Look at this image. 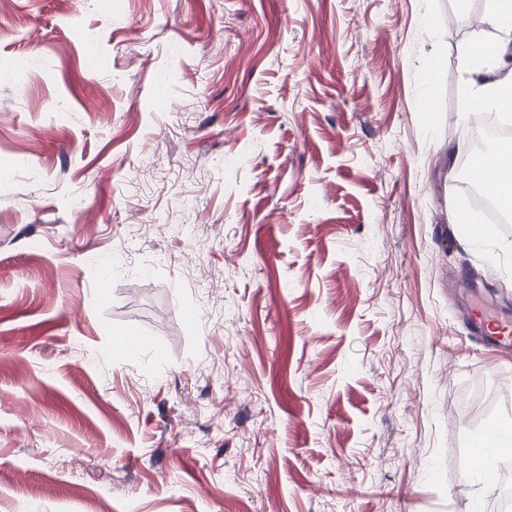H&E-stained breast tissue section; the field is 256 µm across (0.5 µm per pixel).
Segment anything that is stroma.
<instances>
[{"instance_id":"stroma-1","label":"stroma","mask_w":512,"mask_h":512,"mask_svg":"<svg viewBox=\"0 0 512 512\" xmlns=\"http://www.w3.org/2000/svg\"><path fill=\"white\" fill-rule=\"evenodd\" d=\"M484 9L0 5V512H500L512 352L461 313L512 316V223L451 220Z\"/></svg>"}]
</instances>
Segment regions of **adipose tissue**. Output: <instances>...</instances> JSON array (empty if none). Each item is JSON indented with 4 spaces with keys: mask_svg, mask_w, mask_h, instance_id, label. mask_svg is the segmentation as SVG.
<instances>
[{
    "mask_svg": "<svg viewBox=\"0 0 512 512\" xmlns=\"http://www.w3.org/2000/svg\"><path fill=\"white\" fill-rule=\"evenodd\" d=\"M485 18L507 36L497 42L493 54H486L478 41L463 43L459 48L467 78L466 97H480L492 106L512 109V0H486Z\"/></svg>",
    "mask_w": 512,
    "mask_h": 512,
    "instance_id": "1",
    "label": "adipose tissue"
}]
</instances>
